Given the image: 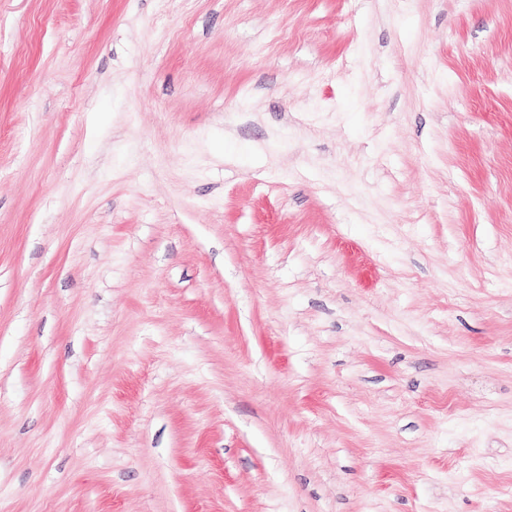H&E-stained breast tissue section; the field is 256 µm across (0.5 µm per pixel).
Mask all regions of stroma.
Masks as SVG:
<instances>
[{
    "label": "stroma",
    "mask_w": 512,
    "mask_h": 512,
    "mask_svg": "<svg viewBox=\"0 0 512 512\" xmlns=\"http://www.w3.org/2000/svg\"><path fill=\"white\" fill-rule=\"evenodd\" d=\"M0 512H512V0H0Z\"/></svg>",
    "instance_id": "obj_1"
}]
</instances>
